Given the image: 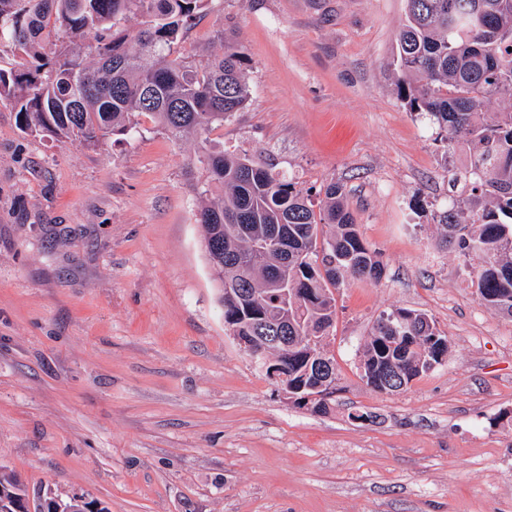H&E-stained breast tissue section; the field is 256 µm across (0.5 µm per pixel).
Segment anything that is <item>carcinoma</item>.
<instances>
[{"mask_svg": "<svg viewBox=\"0 0 512 512\" xmlns=\"http://www.w3.org/2000/svg\"><path fill=\"white\" fill-rule=\"evenodd\" d=\"M208 0H0V100L16 112L24 133L98 143L136 129L139 115L155 118L175 139H194L197 161L224 196L197 210L204 249L224 308V322L256 336L260 319L283 312L294 323L280 363L289 383L311 384L318 344L308 329L333 327L334 290L348 274L377 282L385 266L362 237L336 183L314 204L286 176L235 151L215 153L206 133L242 110L249 97L245 53L224 29L223 52L199 62L177 50ZM142 18L134 32L120 28ZM398 34V95L409 111L427 114L441 139L468 150L454 174L453 197L439 223L443 239L471 266L477 295L494 313L512 317V0H406ZM79 43L58 47L59 35ZM498 103L489 122L482 109ZM283 231L288 267L257 248ZM288 277V299L274 282ZM439 335L429 317L408 309L383 312L363 354V378L374 389L409 385L439 364Z\"/></svg>", "mask_w": 512, "mask_h": 512, "instance_id": "1", "label": "carcinoma"}]
</instances>
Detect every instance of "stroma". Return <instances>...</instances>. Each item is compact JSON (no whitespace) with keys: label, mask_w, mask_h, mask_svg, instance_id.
<instances>
[{"label":"stroma","mask_w":512,"mask_h":512,"mask_svg":"<svg viewBox=\"0 0 512 512\" xmlns=\"http://www.w3.org/2000/svg\"><path fill=\"white\" fill-rule=\"evenodd\" d=\"M405 0H208L179 45L246 52L245 108L209 132L315 195L342 185L385 265L335 292L328 413L230 335L194 220L195 145L139 117L93 146L0 102V474L110 512H512V318L439 248L467 164L397 93ZM426 313L448 354L398 392L361 377L376 318ZM371 413L368 421L355 412Z\"/></svg>","instance_id":"35a3bbf8"}]
</instances>
